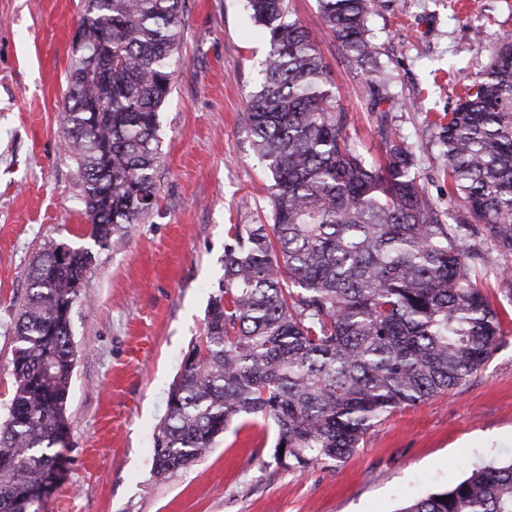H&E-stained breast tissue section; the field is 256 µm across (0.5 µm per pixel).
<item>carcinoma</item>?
Listing matches in <instances>:
<instances>
[{"instance_id":"1","label":"carcinoma","mask_w":512,"mask_h":512,"mask_svg":"<svg viewBox=\"0 0 512 512\" xmlns=\"http://www.w3.org/2000/svg\"><path fill=\"white\" fill-rule=\"evenodd\" d=\"M184 0H83L61 110L91 235L103 247L157 201L159 112L181 60ZM375 0H317L346 59L371 65ZM270 50L246 128L271 174V223L232 224L224 279L203 336L186 354L153 434L163 480L199 462L248 418L273 425L275 463L292 471L352 456L384 415L462 384L493 356L504 330L483 281L512 305V39L433 123L448 164L456 223L442 224L413 153L382 139L377 166L346 134L348 113L322 54L288 0H246ZM112 67V98L96 103ZM112 195V219L100 215ZM44 244L26 276L14 327L15 390L0 431V512H41L40 485L61 479L73 371L68 308L94 256ZM443 500H437V497ZM400 512H512V461L485 464Z\"/></svg>"}]
</instances>
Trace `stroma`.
I'll list each match as a JSON object with an SVG mask.
<instances>
[{
	"label": "stroma",
	"instance_id": "1",
	"mask_svg": "<svg viewBox=\"0 0 512 512\" xmlns=\"http://www.w3.org/2000/svg\"><path fill=\"white\" fill-rule=\"evenodd\" d=\"M331 71L347 133L364 155L397 135L442 223L454 208L445 161L423 151L435 116L512 36V0H377L368 19L388 73L385 103L342 55L315 0H290ZM80 0H0V425L15 381L13 332L26 275L51 239L94 262L72 313L76 358L62 480L43 512H398L476 466L512 459V306L498 351L462 386L385 416L358 451L306 471L276 465L262 420L227 431L195 466L152 471V435L182 361L204 333L232 224L268 215L269 171L245 116L269 44L244 0H184V40L159 112L158 197L146 222L99 247L63 150L60 110Z\"/></svg>",
	"mask_w": 512,
	"mask_h": 512
}]
</instances>
